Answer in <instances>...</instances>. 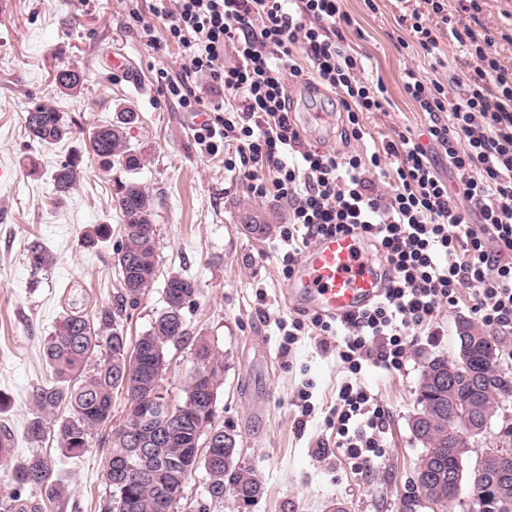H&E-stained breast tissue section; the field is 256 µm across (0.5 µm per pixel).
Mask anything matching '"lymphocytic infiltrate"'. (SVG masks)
Listing matches in <instances>:
<instances>
[{"label":"lymphocytic infiltrate","instance_id":"1","mask_svg":"<svg viewBox=\"0 0 512 512\" xmlns=\"http://www.w3.org/2000/svg\"><path fill=\"white\" fill-rule=\"evenodd\" d=\"M342 0H153V21L141 27L156 45V24L181 48L185 71L166 76L169 97L188 112H213L196 139L207 151L234 146L225 158L242 169L256 198L276 194L289 205L280 238L287 250L284 273H292L303 246L345 233L372 240L387 262L385 292L371 306L329 322L313 316L293 322L333 335L343 327L338 355L352 374L373 366L400 370L413 344L409 329L430 321L441 304H456L460 289L472 292L471 310L481 324L512 335V68L497 55L494 27L481 20L482 0H457L468 24L453 23L444 0H424L426 12H412L410 32L427 53L437 35L422 22L438 17L449 40L466 51L472 67L466 80L426 81L407 71L405 91L427 114L428 144L398 135L371 154L329 153L305 143L292 117L287 78L299 79L297 53L312 63L315 79L334 89L346 114L347 135L363 140L365 112H379L387 100L383 83L363 78L360 58L347 48L351 19ZM233 48L238 65L224 64ZM208 76L241 104L224 110L205 101L189 81ZM440 148L452 168L442 181L428 157ZM398 161L391 193L379 190L376 174L385 157ZM274 172L266 184L265 172ZM477 224H470V214ZM385 412L364 387L346 384L338 393L336 442L354 467L378 452Z\"/></svg>","mask_w":512,"mask_h":512}]
</instances>
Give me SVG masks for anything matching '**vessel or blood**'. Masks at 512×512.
Wrapping results in <instances>:
<instances>
[{
  "label": "vessel or blood",
  "mask_w": 512,
  "mask_h": 512,
  "mask_svg": "<svg viewBox=\"0 0 512 512\" xmlns=\"http://www.w3.org/2000/svg\"><path fill=\"white\" fill-rule=\"evenodd\" d=\"M384 288L373 258L349 234L316 240L299 260L288 282L290 303L329 318L374 303Z\"/></svg>",
  "instance_id": "vessel-or-blood-1"
}]
</instances>
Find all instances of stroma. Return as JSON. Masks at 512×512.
<instances>
[{
  "label": "stroma",
  "instance_id": "obj_1",
  "mask_svg": "<svg viewBox=\"0 0 512 512\" xmlns=\"http://www.w3.org/2000/svg\"><path fill=\"white\" fill-rule=\"evenodd\" d=\"M151 0H0V392L10 403L0 426L14 438L15 458L41 454L53 460L66 494L48 512H104L109 489L104 480L106 447L92 438L78 459L64 458L56 430L67 415L47 420V433L30 442L33 386L48 379L42 348L68 301L83 298L89 309L114 305L121 291L113 253L121 241L115 182L125 172L104 171L86 154L90 125L111 121L118 104L131 106L140 121L131 131L134 146L147 149L136 178L153 197L158 229V271L136 308L119 329L135 345L164 306L170 274L192 278L200 292L187 314L195 335L207 337L224 357L217 391L215 424L237 436L239 464L260 483L251 500L226 491L211 501L204 470L189 477L181 512H401L405 498L418 494L415 472L426 449L415 439L411 419L419 408L422 374L435 356H452L456 323L472 319L470 291L454 306L441 305L431 322L414 328L413 346L401 370L366 367L352 374L336 352V339L310 327L309 312L286 303L289 279L283 273L279 228L287 223L286 201L252 197L242 173L228 170L223 153L207 152L195 138L194 113L168 97L163 74L181 73L182 53L165 41L164 27L152 48L140 37L151 21ZM422 0H344L353 24L345 31L351 52L361 55L364 77L382 81L384 111L364 114L362 142L344 138L345 115L327 89L291 86L296 114L329 112L330 125L306 127L311 145L340 154L374 151L397 133L427 142L426 120L406 93V70L426 79L448 73L465 77L470 59L440 38L447 68L433 69V56L411 42L403 20L423 9ZM125 67H110V58ZM77 69L87 76L80 91L59 93L53 76ZM67 112L72 137L56 145L33 141L25 117L32 99ZM84 152L85 171L63 199H56L51 175L71 150ZM254 213L270 224L262 236L245 233L240 222ZM109 224L112 237L98 249L82 244L91 226ZM56 257L46 274H32L26 260L32 241ZM306 320L295 343L284 328ZM358 383L386 414L382 448L368 468L354 470L336 449L332 422L342 385ZM465 460L473 468L490 445L512 448V395L500 397L483 435L469 438Z\"/></svg>",
  "mask_w": 512,
  "mask_h": 512
}]
</instances>
